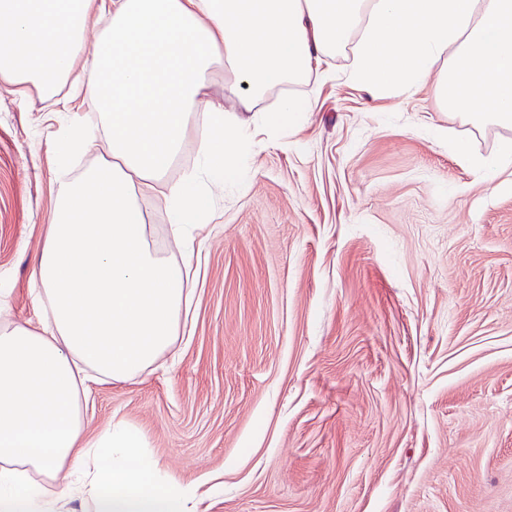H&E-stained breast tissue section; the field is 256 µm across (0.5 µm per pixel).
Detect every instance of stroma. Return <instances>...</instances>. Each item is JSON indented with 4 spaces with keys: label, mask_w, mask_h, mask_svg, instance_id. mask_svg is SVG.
<instances>
[{
    "label": "stroma",
    "mask_w": 512,
    "mask_h": 512,
    "mask_svg": "<svg viewBox=\"0 0 512 512\" xmlns=\"http://www.w3.org/2000/svg\"><path fill=\"white\" fill-rule=\"evenodd\" d=\"M349 51L294 93L298 125L254 126L243 185L214 189L204 249L170 246L164 195L197 162L187 133L141 200L152 244L190 263L189 335L129 382L90 385L89 433L121 418L189 512H512V168L497 192L460 164L512 129L474 128L431 86L348 82ZM0 80V289L36 322L32 270L73 120Z\"/></svg>",
    "instance_id": "obj_1"
}]
</instances>
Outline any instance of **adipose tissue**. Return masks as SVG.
Listing matches in <instances>:
<instances>
[{
	"instance_id": "obj_1",
	"label": "adipose tissue",
	"mask_w": 512,
	"mask_h": 512,
	"mask_svg": "<svg viewBox=\"0 0 512 512\" xmlns=\"http://www.w3.org/2000/svg\"><path fill=\"white\" fill-rule=\"evenodd\" d=\"M108 17L97 43L82 32ZM353 47L348 81L435 95L473 127L512 128V0H0V80L54 92L81 67L82 102L97 127L73 120L66 162L104 131L110 159L59 183L55 219L33 271L36 324L7 319L0 301V512H57L30 471L68 470L80 512H187L122 419L88 434L80 375L127 382L172 353L188 310L180 265L149 241L139 194L161 180L195 130L199 167L167 197L178 246L212 217L205 181L239 179L248 136L207 95L243 103L299 80ZM447 66H440V59ZM209 95L219 101L224 102V107L228 110L243 111L241 102L234 97L228 96L224 91V69L217 68L210 77L208 87Z\"/></svg>"
}]
</instances>
